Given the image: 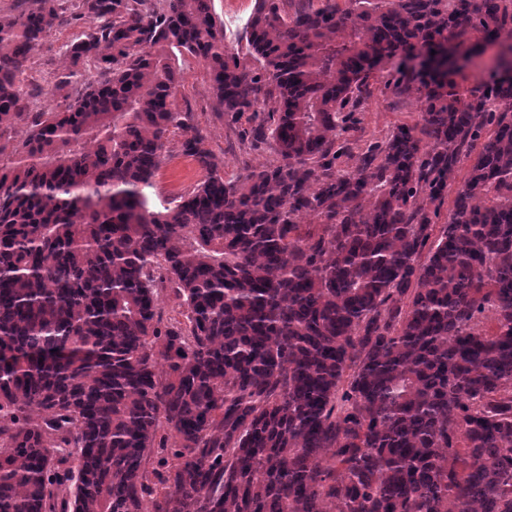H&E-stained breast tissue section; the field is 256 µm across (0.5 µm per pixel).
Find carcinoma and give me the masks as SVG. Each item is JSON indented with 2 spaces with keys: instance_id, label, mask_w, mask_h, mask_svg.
<instances>
[{
  "instance_id": "obj_1",
  "label": "carcinoma",
  "mask_w": 512,
  "mask_h": 512,
  "mask_svg": "<svg viewBox=\"0 0 512 512\" xmlns=\"http://www.w3.org/2000/svg\"><path fill=\"white\" fill-rule=\"evenodd\" d=\"M66 2L0 17V512H512V0H254L244 51L212 0ZM185 55L277 163L224 179ZM378 90L419 121L362 142ZM90 25V20H81L76 24L61 26L33 53L28 64L29 79L32 80L28 89L36 95L34 101L37 108L51 110L63 106V93L51 90L49 75L66 64L64 45L80 36ZM180 133L169 135L166 156L149 189L156 201L170 200L191 192L202 180L203 173L193 160L180 151Z\"/></svg>"
}]
</instances>
